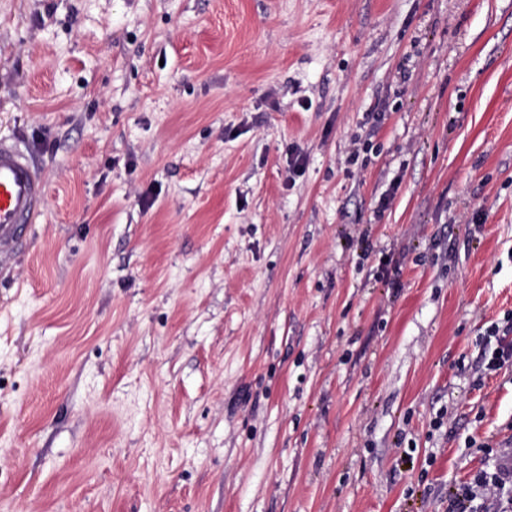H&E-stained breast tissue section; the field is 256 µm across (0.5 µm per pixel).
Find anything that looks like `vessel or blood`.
Here are the masks:
<instances>
[{"instance_id": "1", "label": "vessel or blood", "mask_w": 512, "mask_h": 512, "mask_svg": "<svg viewBox=\"0 0 512 512\" xmlns=\"http://www.w3.org/2000/svg\"><path fill=\"white\" fill-rule=\"evenodd\" d=\"M45 196L46 186L29 158L0 137V260L20 252Z\"/></svg>"}]
</instances>
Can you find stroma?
<instances>
[{
	"label": "stroma",
	"instance_id": "1",
	"mask_svg": "<svg viewBox=\"0 0 512 512\" xmlns=\"http://www.w3.org/2000/svg\"><path fill=\"white\" fill-rule=\"evenodd\" d=\"M2 136L0 512H444L512 445V0H0ZM46 186L24 152L0 137V263L20 252L44 208Z\"/></svg>",
	"mask_w": 512,
	"mask_h": 512
}]
</instances>
